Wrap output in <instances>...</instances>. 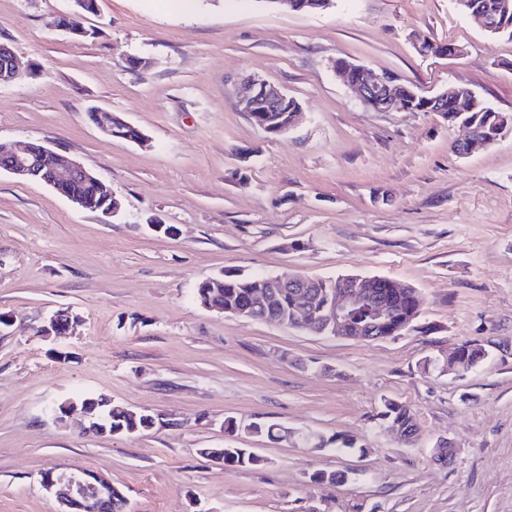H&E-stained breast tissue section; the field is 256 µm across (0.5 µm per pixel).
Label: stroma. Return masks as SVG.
<instances>
[{"label": "stroma", "mask_w": 512, "mask_h": 512, "mask_svg": "<svg viewBox=\"0 0 512 512\" xmlns=\"http://www.w3.org/2000/svg\"><path fill=\"white\" fill-rule=\"evenodd\" d=\"M69 0H0V44L22 65L0 85V141L66 151L110 185L116 217L0 173V512H61L47 469L102 474L130 512H512V131L458 157L435 112H377L333 70L343 58L431 95L450 86L512 113V40L453 0H336L314 13L262 0H97L96 36L51 28ZM425 36L463 48L424 57ZM280 86L303 118L272 138L242 112L249 82ZM116 113L147 145L108 137ZM174 226L153 232L150 220ZM238 272L383 276L418 290L413 330L360 342L203 306L202 281ZM62 311L76 334L42 337ZM469 342L478 370H424ZM80 394L157 414L99 436L50 406ZM417 427L380 426L382 398ZM239 431L227 434L225 420ZM282 423L355 436L356 449L272 443ZM453 446L450 463L434 445ZM247 448L228 467L208 448ZM345 471L343 484L312 473ZM112 117V112L106 110H98L95 112L96 125L102 133L112 137L113 122L115 133L119 135L116 138L125 139L126 137L134 138L138 136L137 128H131L130 126H128L126 122H123V119L117 114L115 115L116 118L114 120H112ZM143 139L144 136L142 133H140V135L137 138L128 139V141L138 143L141 142Z\"/></svg>", "instance_id": "stroma-1"}]
</instances>
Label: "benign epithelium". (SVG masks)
<instances>
[{"label": "benign epithelium", "mask_w": 512, "mask_h": 512, "mask_svg": "<svg viewBox=\"0 0 512 512\" xmlns=\"http://www.w3.org/2000/svg\"><path fill=\"white\" fill-rule=\"evenodd\" d=\"M72 7L64 14L57 16L55 27L70 35L79 34L84 30V12L81 0H71ZM417 51L429 57L442 51H447L450 57H461L464 49L451 44L444 49L432 40L418 36L415 40ZM333 69L352 92L354 97L364 105L378 112H404L406 108L402 101V85L396 83L395 78L385 73H378L373 69L350 63L344 59L333 62ZM20 77V69L16 56L11 49L0 45V85L10 84ZM292 97L281 88L262 80L252 82L246 94L241 98L239 105L242 111L260 113L254 124L269 135H276L280 124L279 112H293L290 125H295L302 107L299 102L289 104ZM463 147L462 154L470 155L478 148H484L487 143L473 130H467L466 137L456 142ZM44 156L58 158L56 165L57 181H66L78 174L92 176V173L81 163L66 154L47 146ZM0 172H6L15 178L27 180L33 177L35 160L31 157L27 147H16L11 144L0 143ZM372 278L362 275H347L341 277L336 291L332 292L319 312L323 315V323L335 336L348 337L349 313L351 309L366 306L370 311L372 323L383 331L400 334L403 327L398 325L396 312L389 301L375 296L369 290ZM315 284L313 279H299L288 273H282L271 278L268 286L255 292V297L261 303H268L277 291L285 288L303 286L308 288ZM58 317L52 316L40 329L44 337L60 336L73 329V323L59 328ZM43 486L52 489L58 485L64 488L62 497V512H99V508L112 501V492L115 485L112 480L86 470L57 473L50 471L42 479Z\"/></svg>", "instance_id": "obj_1"}]
</instances>
